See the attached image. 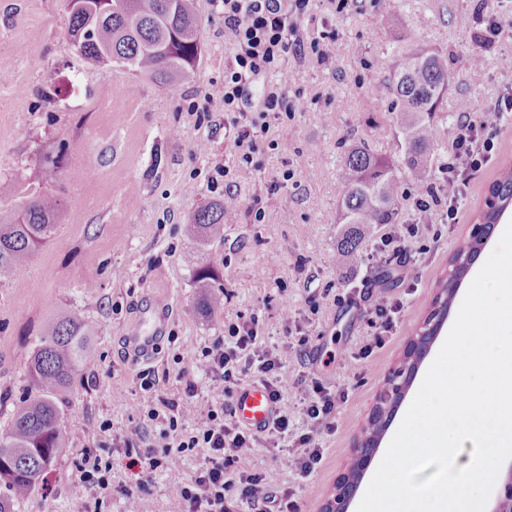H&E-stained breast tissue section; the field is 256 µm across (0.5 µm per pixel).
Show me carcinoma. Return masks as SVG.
I'll return each instance as SVG.
<instances>
[{
    "instance_id": "1",
    "label": "carcinoma",
    "mask_w": 512,
    "mask_h": 512,
    "mask_svg": "<svg viewBox=\"0 0 512 512\" xmlns=\"http://www.w3.org/2000/svg\"><path fill=\"white\" fill-rule=\"evenodd\" d=\"M69 36L77 54L90 65L122 64L171 90L179 88L199 60L196 0H68ZM448 89V60L436 54L400 57L387 81L370 91L387 95L404 139V154L389 162L360 145L344 157L341 187V251L350 253L361 236L395 220L405 185L431 183L424 160L433 146L427 118ZM491 197L512 205V177L495 181ZM58 197L35 192L8 218L0 217V274L23 266L52 235L58 223ZM189 231L209 238L224 231V204L188 217ZM201 311L224 307V288L213 289L211 273L196 276ZM84 314L66 311L46 326L29 356L30 395L0 431V512H18L44 480L59 450L69 442L60 404L88 359Z\"/></svg>"
}]
</instances>
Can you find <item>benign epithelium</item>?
<instances>
[{
	"label": "benign epithelium",
	"mask_w": 512,
	"mask_h": 512,
	"mask_svg": "<svg viewBox=\"0 0 512 512\" xmlns=\"http://www.w3.org/2000/svg\"><path fill=\"white\" fill-rule=\"evenodd\" d=\"M448 313V289L440 288L432 307L414 336L410 338L398 365L388 375L381 394L373 405L360 435L357 437L353 457L339 475L335 491L323 505L321 512H348L350 502L359 488L357 479L366 462L378 446L388 426L391 412L404 395L409 379L415 374L429 343L437 335L445 314ZM497 492L492 512H512V470L508 477L496 483Z\"/></svg>",
	"instance_id": "benign-epithelium-1"
}]
</instances>
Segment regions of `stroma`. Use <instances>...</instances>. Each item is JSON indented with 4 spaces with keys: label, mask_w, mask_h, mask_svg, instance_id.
Segmentation results:
<instances>
[{
    "label": "stroma",
    "mask_w": 512,
    "mask_h": 512,
    "mask_svg": "<svg viewBox=\"0 0 512 512\" xmlns=\"http://www.w3.org/2000/svg\"><path fill=\"white\" fill-rule=\"evenodd\" d=\"M198 14L200 59L172 92L126 67L87 65L70 44L68 0H0V180L15 182L19 195L40 190L62 202L54 234L22 269L0 274V429L28 394L29 355L46 325L80 309L91 351L63 405L71 444L21 512H79L77 460L92 443L89 423L110 422L120 436L145 431L160 443L158 428L144 418L141 375H154L169 397L194 382L196 404L184 412L185 424L194 425L211 398L197 354L223 335L226 320L253 313L276 339L285 325L306 326L308 352L320 354L324 372L347 393L332 415L334 431L319 432L322 466L299 489L302 512H319L386 377L429 312L450 257L469 241L500 169L512 165V115L496 110L512 93V0H352L342 14L333 0H313L303 36L333 29L336 43L323 61L306 47L288 52L281 64L288 121L278 128V148L261 147L249 164L224 122V72L233 63L224 14L215 0H198ZM409 51L448 59V89L430 118L433 183L442 184L453 158L462 102L495 133L496 151L469 175L458 223L445 220L442 205L418 212L417 188H403L397 222L426 227L406 240L412 261L404 270L377 252L388 224L342 255L340 189L349 148L365 144L380 157L401 156L403 136L388 100L367 91ZM200 141L206 152L196 151ZM48 155L59 159L51 177ZM221 166L238 187L239 212L223 239L204 240L184 221L223 202V184L211 180ZM287 168L293 178L274 184V173ZM204 264L224 287V308L212 316L197 308L196 273ZM311 287L325 294L314 316L306 304ZM364 288L369 304L399 295L404 307L394 336L361 360L366 317L344 313L334 299ZM146 310L166 315L149 363L135 360L125 341ZM178 352L185 355L180 365L172 360ZM198 462L171 456L146 493L153 512H178L177 488Z\"/></svg>",
    "instance_id": "obj_1"
}]
</instances>
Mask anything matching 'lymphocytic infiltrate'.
<instances>
[{
  "label": "lymphocytic infiltrate",
  "instance_id": "lymphocytic-infiltrate-1",
  "mask_svg": "<svg viewBox=\"0 0 512 512\" xmlns=\"http://www.w3.org/2000/svg\"><path fill=\"white\" fill-rule=\"evenodd\" d=\"M310 0H220L224 10V32L233 51L234 63L224 74V112L236 131L234 146L242 160H250L257 140L267 134L272 120L282 119L288 111L287 85L283 82L263 85L259 96V116L246 119L238 101L252 79L279 68L296 37L300 22L309 10ZM453 162L448 165V219H455L456 204L464 190L458 179L460 170L478 172L493 156L492 134L479 131L470 113H460ZM400 300L369 310L367 334L358 350L359 357L371 355L392 335ZM306 336L297 341L269 342L257 316L225 322L224 333L216 337L199 355L212 375L214 398L208 402L200 423L187 427L183 422L182 402L196 395L194 384H186L182 399L158 396L159 382L143 375L141 390L147 394L145 416L152 426L161 427L168 438L166 447L158 448L143 433L116 436L109 423L93 426L97 446L85 449L79 468L80 479L93 495L115 499L133 497L135 490L153 483L172 453H191L200 461L178 489L179 512H300L298 487L315 475L324 450L316 435L345 397L344 391L332 390L315 374L307 372L298 382L300 397L295 409L284 408V391L278 373L288 351L298 357L307 354ZM262 383L279 409L272 423L255 433L233 419L232 401L237 389L247 381ZM302 420L306 430L290 433L295 420ZM262 447L272 457H285L292 480L279 493L267 490L264 469L242 458L241 449ZM123 449L130 480H120L112 473L111 460L102 458L100 449Z\"/></svg>",
  "mask_w": 512,
  "mask_h": 512
}]
</instances>
